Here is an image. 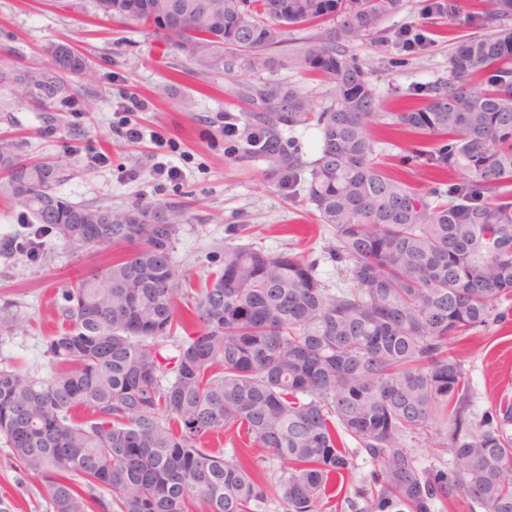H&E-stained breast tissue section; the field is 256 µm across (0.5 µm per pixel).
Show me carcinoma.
I'll return each mask as SVG.
<instances>
[{
	"mask_svg": "<svg viewBox=\"0 0 512 512\" xmlns=\"http://www.w3.org/2000/svg\"><path fill=\"white\" fill-rule=\"evenodd\" d=\"M403 0H96L127 25L153 24L204 66L243 57L268 66L288 27L333 26L298 58L336 86L311 111L293 85L255 91L242 115L241 158H261L287 197L304 188L333 238L345 284L328 292L315 263L289 249L235 246L189 315L177 307L173 242L181 207L79 206L57 190V166L0 143V188L39 232L77 251L130 248L65 289L66 326L46 343L47 379L0 369V439L38 480L49 512H259L276 488L286 512H321L355 454L375 465L344 498L350 512H436L461 493L484 512H512V406L480 415L454 345L507 320L512 299V27L457 44L451 77L419 89L422 107L388 125L428 139L404 161L457 177L421 192L376 162L375 96L342 42L381 32ZM53 67L80 74L85 57L60 44ZM50 97L51 79L19 81ZM315 124L313 161L282 144L284 127ZM35 187L26 197L17 192ZM178 338L177 354L160 342ZM79 409L91 411L80 420ZM234 430L283 464L229 460L205 440ZM436 435L446 467L419 466L413 443ZM355 445L350 451L346 441Z\"/></svg>",
	"mask_w": 512,
	"mask_h": 512,
	"instance_id": "obj_1",
	"label": "carcinoma"
}]
</instances>
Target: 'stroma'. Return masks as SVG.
Listing matches in <instances>:
<instances>
[{
	"label": "stroma",
	"mask_w": 512,
	"mask_h": 512,
	"mask_svg": "<svg viewBox=\"0 0 512 512\" xmlns=\"http://www.w3.org/2000/svg\"><path fill=\"white\" fill-rule=\"evenodd\" d=\"M460 3L462 15L451 19L425 14V0H403L379 36L339 47L363 67L374 90L381 115L372 129L378 162L422 190L431 188V176L403 163L408 137L388 128L384 118L420 105L417 89L447 80L448 57L460 40L496 28L480 0ZM407 27L423 29L427 45L404 50L398 34ZM317 33L314 26L289 28L270 53V67L252 72L238 60L229 70L190 61L155 28L102 18L95 0H0V72L10 78L52 76L48 50L58 43L70 44L87 60L86 70L62 76L64 92L46 101L16 96L10 78L0 81V138L12 142L20 158L57 161L58 190L75 204L185 206L173 244L181 292L200 288L222 268L229 224L251 225L240 244L289 248L315 261L318 279L333 291L342 275L328 253L329 229L317 224L304 198L279 192L263 161L230 155L234 139L224 133L225 113L256 111L251 94L265 85L296 86L317 111L331 103L333 83L303 72L296 62ZM130 93L141 100L140 110L123 108ZM131 126L141 129L142 139L127 138ZM173 169L178 175L172 179ZM34 229L29 213L0 191V241L11 243L0 252V315L16 319L0 335V368L45 379L54 370L45 344L65 324L67 283L125 249L78 252L49 234L33 252L27 240ZM456 350L476 413L512 405V324L473 333ZM40 489L0 444V505L9 512H45Z\"/></svg>",
	"instance_id": "stroma-1"
}]
</instances>
